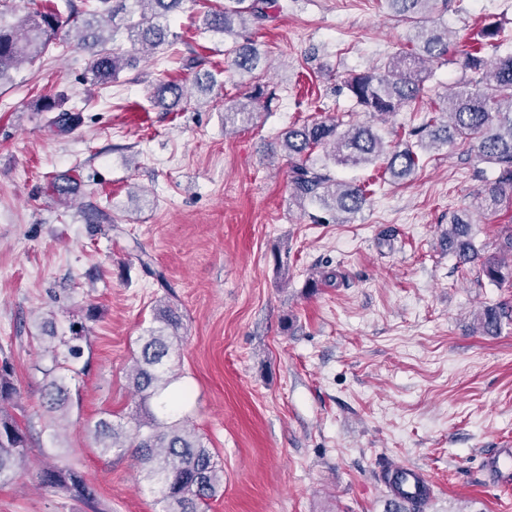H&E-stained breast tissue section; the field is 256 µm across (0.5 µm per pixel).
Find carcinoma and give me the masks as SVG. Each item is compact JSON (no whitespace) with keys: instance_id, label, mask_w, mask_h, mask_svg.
<instances>
[{"instance_id":"carcinoma-1","label":"carcinoma","mask_w":512,"mask_h":512,"mask_svg":"<svg viewBox=\"0 0 512 512\" xmlns=\"http://www.w3.org/2000/svg\"><path fill=\"white\" fill-rule=\"evenodd\" d=\"M183 0H91L83 17H74L71 0L65 9L21 10L15 0H0V17L16 16L11 24L0 22V87L9 79L10 71L20 64H34L46 54L52 38L64 27L76 24L77 47L91 57L87 79L108 86L120 72L137 64L140 53H164L171 36L169 18ZM396 16L414 30L410 47L395 53L377 67L349 73L344 86L363 112L374 117L387 116L427 96V64L448 55V36L427 29L432 21L437 0H383ZM278 0H224L210 10L204 19L206 29L233 40L226 49L234 69L256 79L261 55L255 44L238 41L239 34L250 23L262 24L280 13ZM126 35L131 52H120L110 43L118 32ZM481 45L498 50L502 46L500 29L489 23L480 31ZM457 63L471 74L470 86L448 94V120L434 117L408 130L404 138L387 143L368 125H345L339 118L312 121L292 126L282 134L279 146L290 161L289 187L292 194L319 205L316 224L337 222V215H355L370 200L366 190L331 175L327 163H318L313 154L327 146L333 163L366 166L379 161L394 178L403 179L415 173L420 158L417 150L441 147L456 141L468 145L477 156L499 170L495 182L479 192L481 200L498 207L512 204V51L488 59L481 50L467 45L458 50ZM261 86L254 85L246 101L225 107L224 123H235L250 114L251 106L261 98ZM184 98L183 87L173 81H160L153 87L155 106L165 111ZM39 109L52 112L51 131L70 133L76 117L63 107V100L45 96ZM88 224H110L112 215L92 206L82 211ZM448 244L454 248L459 263L466 265L477 256L472 237V224L465 212L453 215L448 228ZM482 272L494 283L512 278V231L508 232L499 251L482 262ZM512 322V308L504 305L486 308L476 314L474 329L484 336L497 335L503 320ZM155 325L139 337L140 349L127 370L128 383L138 402L135 413L127 418H111L106 413L94 421L89 433L101 454L128 455L136 462L142 480L158 494L159 512H201L207 500L216 496L224 484V470L215 461L189 419L177 417L168 388L178 379L175 360L179 357L182 316L168 306L156 309ZM87 328L69 327V335L56 337L50 347L53 355L64 348L66 358L76 361L83 356ZM83 370L58 363L43 370V400L51 411L66 408L69 383ZM17 389L11 379V367L0 364V484L10 481L28 453L27 437L6 405L15 399ZM44 479L60 486L78 500L93 498L85 477L74 468L51 466Z\"/></svg>"}]
</instances>
